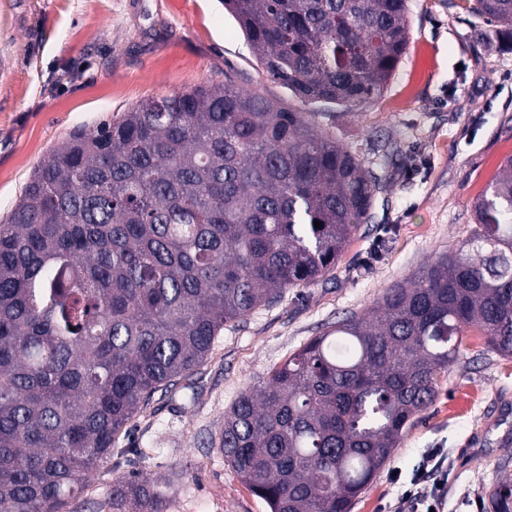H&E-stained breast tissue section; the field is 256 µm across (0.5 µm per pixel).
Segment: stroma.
Segmentation results:
<instances>
[{"instance_id":"obj_1","label":"stroma","mask_w":512,"mask_h":512,"mask_svg":"<svg viewBox=\"0 0 512 512\" xmlns=\"http://www.w3.org/2000/svg\"><path fill=\"white\" fill-rule=\"evenodd\" d=\"M409 46L382 94L358 106L308 105L257 62L220 0H0V216L33 168L77 128L140 100L231 77L319 127L380 178L371 219L315 283L225 325L193 387L157 392L118 437L70 512H101L135 460L172 477L170 512H268L211 448L247 387L334 322L468 239L477 197L512 156V36H478L461 0H408ZM443 451L444 512H488L512 460V359L468 330L432 403L405 429L351 512H382L428 450ZM196 479L180 478L182 470Z\"/></svg>"}]
</instances>
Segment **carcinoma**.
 <instances>
[{
	"label": "carcinoma",
	"mask_w": 512,
	"mask_h": 512,
	"mask_svg": "<svg viewBox=\"0 0 512 512\" xmlns=\"http://www.w3.org/2000/svg\"><path fill=\"white\" fill-rule=\"evenodd\" d=\"M222 2L303 102L370 101L408 46L407 0ZM466 2L512 30V0ZM378 189L313 113L229 78L52 147L0 219V512H67L154 394L200 373L224 325L334 266ZM475 219L458 250L311 338L224 414L219 451L269 512H350L464 329L512 358V157ZM168 487L132 470L105 507L168 512ZM489 500L512 512V480Z\"/></svg>",
	"instance_id": "obj_1"
}]
</instances>
